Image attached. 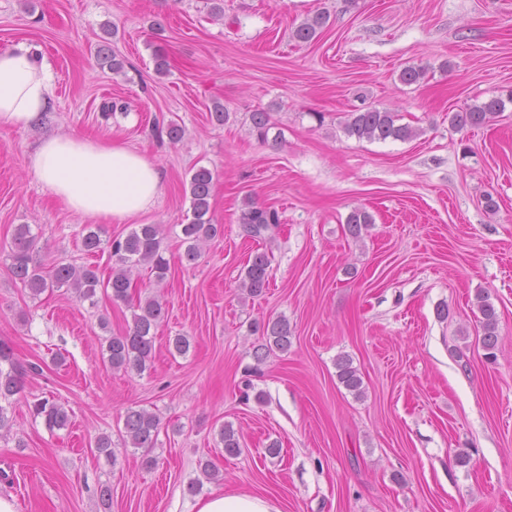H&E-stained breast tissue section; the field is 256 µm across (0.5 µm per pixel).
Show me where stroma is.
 <instances>
[{
  "label": "stroma",
  "instance_id": "1",
  "mask_svg": "<svg viewBox=\"0 0 512 512\" xmlns=\"http://www.w3.org/2000/svg\"><path fill=\"white\" fill-rule=\"evenodd\" d=\"M318 10L331 26L294 41ZM105 40L120 73L96 63ZM20 43L47 59L55 81L39 125L0 126V339L20 363L42 367L12 397V433L0 438L10 476L0 492L18 512H191L186 488L205 459L225 491L269 496L281 512H512V103L486 127L448 122L512 94V0H224L218 19L209 0H0V50ZM408 65L424 68L419 83H400ZM114 101L126 113L104 117ZM217 104L229 114L221 125ZM362 105L395 112L416 136H348L347 114ZM259 108L277 142L253 132ZM172 120L184 130L174 144L156 130ZM58 132L122 140L162 169L153 210L100 226L105 239L139 222L163 229L167 280L132 272L167 309L144 374L113 371L100 354L103 335L131 324V308L103 294L93 307L62 290L34 298L8 271L14 229L27 224L36 264L111 273L107 254L82 246L91 218L28 171L29 153ZM201 166L214 175L209 215L224 234L190 265L182 226ZM250 202L279 215L259 242L241 224ZM356 209L374 220L358 239L346 229ZM259 249L272 258L270 286L249 298L240 275ZM481 297L498 315L493 362L480 341ZM280 316L287 352L256 363L262 339L250 323ZM179 333L191 338L184 356L168 350ZM344 355L362 396L337 377ZM40 399L63 404L69 427L52 431L34 416ZM132 407L161 419L149 470L95 449ZM226 424L241 435L234 457L218 442ZM102 483L112 488L106 509Z\"/></svg>",
  "mask_w": 512,
  "mask_h": 512
}]
</instances>
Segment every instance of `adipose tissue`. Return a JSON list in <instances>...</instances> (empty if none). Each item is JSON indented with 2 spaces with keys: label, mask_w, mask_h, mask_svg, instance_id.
Returning <instances> with one entry per match:
<instances>
[{
  "label": "adipose tissue",
  "mask_w": 512,
  "mask_h": 512,
  "mask_svg": "<svg viewBox=\"0 0 512 512\" xmlns=\"http://www.w3.org/2000/svg\"><path fill=\"white\" fill-rule=\"evenodd\" d=\"M52 67L23 44L0 51V125L29 128L51 106ZM38 181L66 209L118 224L150 212L165 190L155 161L121 141L60 133L28 156ZM194 512H280L270 497L212 491Z\"/></svg>",
  "instance_id": "1"
}]
</instances>
